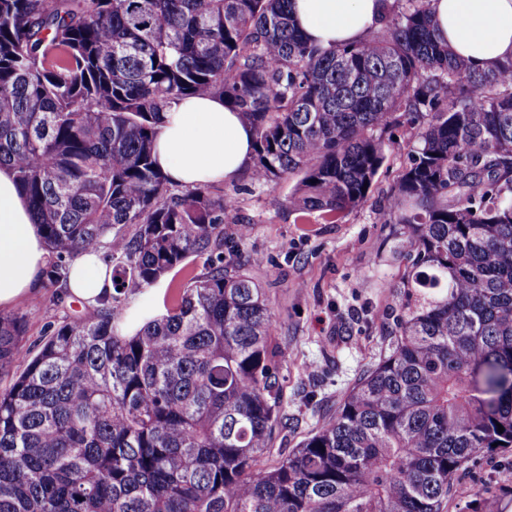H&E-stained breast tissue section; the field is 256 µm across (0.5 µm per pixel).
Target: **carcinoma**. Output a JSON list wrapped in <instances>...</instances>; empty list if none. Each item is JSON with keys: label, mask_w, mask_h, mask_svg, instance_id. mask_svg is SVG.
Instances as JSON below:
<instances>
[{"label": "carcinoma", "mask_w": 512, "mask_h": 512, "mask_svg": "<svg viewBox=\"0 0 512 512\" xmlns=\"http://www.w3.org/2000/svg\"><path fill=\"white\" fill-rule=\"evenodd\" d=\"M290 2L0 0V166L50 253L45 287L64 302L88 251L115 279L0 389V512H448L476 455L512 452V62L456 58L430 0L327 48ZM202 95L253 128L252 180L293 181L302 217L363 204L383 135L417 130L385 212L407 261L387 351L274 464L281 351L264 288L224 261L235 200L155 165L164 112ZM199 260L173 307L125 318ZM22 335L0 316V372Z\"/></svg>", "instance_id": "cac0c4a2"}]
</instances>
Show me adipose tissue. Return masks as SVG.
Returning <instances> with one entry per match:
<instances>
[{
    "label": "adipose tissue",
    "instance_id": "1",
    "mask_svg": "<svg viewBox=\"0 0 512 512\" xmlns=\"http://www.w3.org/2000/svg\"><path fill=\"white\" fill-rule=\"evenodd\" d=\"M393 0H292L297 25L325 47L362 40L380 27ZM437 35L472 68L491 70L512 61V0H431ZM253 134L238 112L211 96L176 101L155 142L157 166L179 187H202L233 178L249 163ZM49 252L10 169L0 168V309L36 293ZM112 271L96 253L70 267L68 296L85 306L111 295Z\"/></svg>",
    "mask_w": 512,
    "mask_h": 512
}]
</instances>
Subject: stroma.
Returning a JSON list of instances; mask_svg holds the SVG:
<instances>
[{
    "instance_id": "35a3bbf8",
    "label": "stroma",
    "mask_w": 512,
    "mask_h": 512,
    "mask_svg": "<svg viewBox=\"0 0 512 512\" xmlns=\"http://www.w3.org/2000/svg\"><path fill=\"white\" fill-rule=\"evenodd\" d=\"M384 142L386 159L366 202L334 223L317 212L298 220L288 207V183L260 185L246 170L210 187L213 193L233 195L234 219L250 233L225 240L224 248L245 264L262 257V266L252 267L251 274L262 284L277 320L283 400L270 461L284 457L319 429L387 349L406 261L397 251L403 227L385 223L383 211L408 164L413 141L402 127L385 134ZM202 270L198 263L174 269L157 287L133 295L129 302L164 311L171 295ZM51 296L46 288L13 306V313L26 321L24 349H32L50 325L81 309L73 299L53 305ZM461 483L511 489L512 455L477 457Z\"/></svg>"
}]
</instances>
